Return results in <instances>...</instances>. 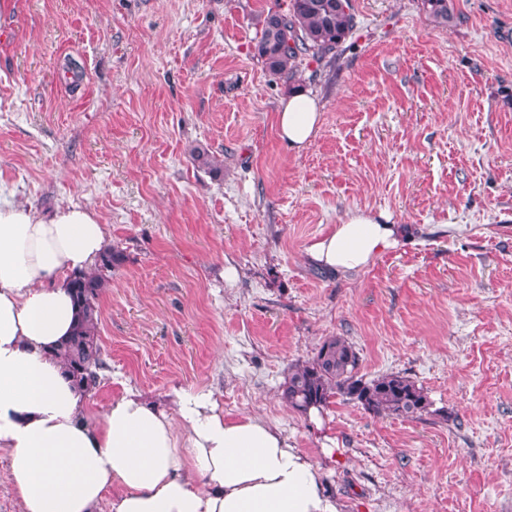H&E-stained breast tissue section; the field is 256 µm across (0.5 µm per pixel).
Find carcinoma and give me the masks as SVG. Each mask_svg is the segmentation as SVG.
<instances>
[{
	"label": "carcinoma",
	"mask_w": 512,
	"mask_h": 512,
	"mask_svg": "<svg viewBox=\"0 0 512 512\" xmlns=\"http://www.w3.org/2000/svg\"><path fill=\"white\" fill-rule=\"evenodd\" d=\"M425 11L440 23L451 18L449 0H423ZM261 36L257 57L268 71L290 79L304 57L321 60L336 56L355 27L349 0H289L288 11L270 10L257 19ZM122 261V253L109 246L89 273L71 276L77 321L68 338L55 349L71 381L90 392L106 368L98 339L99 297L107 278ZM359 356L353 343L342 336L327 338L314 357L288 371L282 395L301 413L321 408L333 398L353 402L376 415L418 419L431 402L423 387L401 373L365 380L358 375Z\"/></svg>",
	"instance_id": "carcinoma-1"
}]
</instances>
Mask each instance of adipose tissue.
<instances>
[{
	"instance_id": "obj_1",
	"label": "adipose tissue",
	"mask_w": 512,
	"mask_h": 512,
	"mask_svg": "<svg viewBox=\"0 0 512 512\" xmlns=\"http://www.w3.org/2000/svg\"><path fill=\"white\" fill-rule=\"evenodd\" d=\"M322 112L295 90L280 102L279 137L303 150ZM407 234L385 214L354 210L305 250L310 263L359 271ZM109 235L70 203L51 217L0 201V449L21 512H339L323 472L263 418L224 416L211 393L166 403L129 389L98 420L54 350L72 332L69 277L92 271Z\"/></svg>"
}]
</instances>
